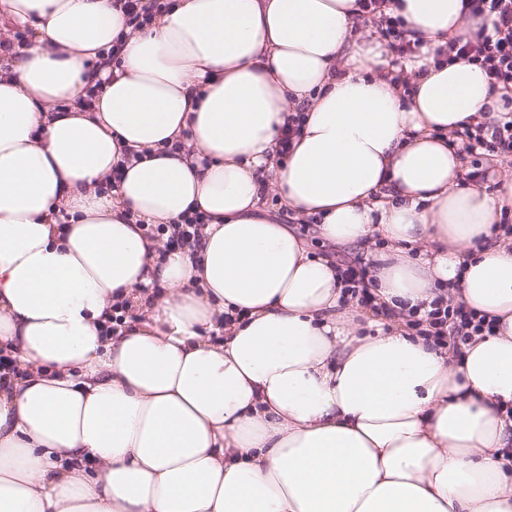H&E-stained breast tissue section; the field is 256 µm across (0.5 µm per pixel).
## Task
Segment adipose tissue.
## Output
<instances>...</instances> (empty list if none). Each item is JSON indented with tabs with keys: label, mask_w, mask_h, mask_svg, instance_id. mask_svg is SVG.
I'll return each instance as SVG.
<instances>
[{
	"label": "adipose tissue",
	"mask_w": 512,
	"mask_h": 512,
	"mask_svg": "<svg viewBox=\"0 0 512 512\" xmlns=\"http://www.w3.org/2000/svg\"><path fill=\"white\" fill-rule=\"evenodd\" d=\"M461 7L391 0L421 44L397 69L356 0H178L142 30L0 0L33 33L0 54V512H512V180L465 181L447 141L499 98L432 53L486 25ZM267 195L361 250L379 303L443 293L496 335L457 358L364 319ZM189 209L195 250L144 234Z\"/></svg>",
	"instance_id": "obj_1"
}]
</instances>
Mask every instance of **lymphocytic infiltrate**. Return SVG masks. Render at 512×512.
<instances>
[{
  "mask_svg": "<svg viewBox=\"0 0 512 512\" xmlns=\"http://www.w3.org/2000/svg\"><path fill=\"white\" fill-rule=\"evenodd\" d=\"M367 24L387 40L389 47L403 56L414 54L419 44L408 37L401 18L387 14L388 0H359ZM468 11L489 19V27L470 38L453 37L447 45L436 48V55L447 60H464L478 65L485 73L492 90L498 91L510 108L503 117L474 126H465L448 136V144L460 159L474 154L485 155L486 165H472L467 180L484 182L489 177L488 163L512 158V0H468ZM208 222L203 212L190 210L168 224H149L145 231L149 237L159 239L164 246L193 248L199 244ZM407 324L423 329L436 343L460 355L462 345L472 337L493 334L495 323L486 316L450 303L445 297L434 299L429 310H409Z\"/></svg>",
  "mask_w": 512,
  "mask_h": 512,
  "instance_id": "obj_1",
  "label": "lymphocytic infiltrate"
}]
</instances>
